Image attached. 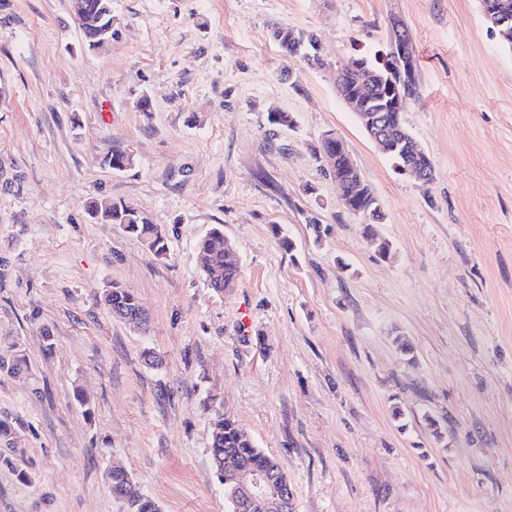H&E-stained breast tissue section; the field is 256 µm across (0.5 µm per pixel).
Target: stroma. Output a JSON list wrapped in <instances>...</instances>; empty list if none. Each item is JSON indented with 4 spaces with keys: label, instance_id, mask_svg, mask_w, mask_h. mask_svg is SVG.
Returning <instances> with one entry per match:
<instances>
[{
    "label": "stroma",
    "instance_id": "stroma-1",
    "mask_svg": "<svg viewBox=\"0 0 512 512\" xmlns=\"http://www.w3.org/2000/svg\"><path fill=\"white\" fill-rule=\"evenodd\" d=\"M395 18L428 185L394 172L334 86ZM276 23L316 32L329 68L284 52ZM112 26L90 50L70 0H0V354L27 363L0 373V512H123L115 465L161 512H226L209 392L279 460L293 512H512V48L478 0H112ZM328 131L393 260L316 161ZM116 145L129 170L104 166ZM96 198L143 211L167 257L91 219ZM216 224L242 264L223 294L195 251ZM113 282L148 330L100 303Z\"/></svg>",
    "mask_w": 512,
    "mask_h": 512
}]
</instances>
